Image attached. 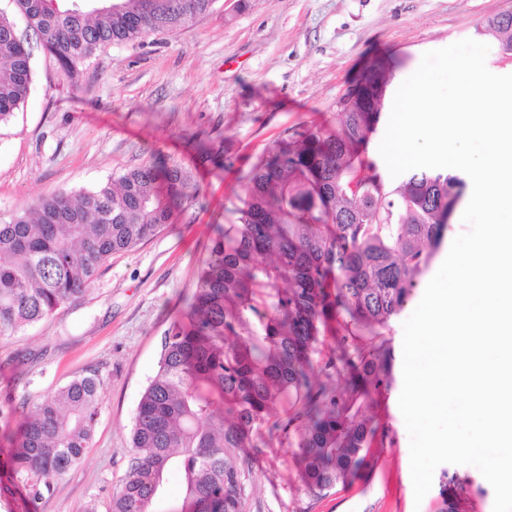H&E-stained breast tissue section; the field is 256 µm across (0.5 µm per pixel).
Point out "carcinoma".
<instances>
[{
	"label": "carcinoma",
	"instance_id": "cac0c4a2",
	"mask_svg": "<svg viewBox=\"0 0 512 512\" xmlns=\"http://www.w3.org/2000/svg\"><path fill=\"white\" fill-rule=\"evenodd\" d=\"M0 10V122L23 105L39 49L76 84L108 44L140 42L209 14L215 0H12ZM512 49V10L482 28ZM373 62L355 85H389ZM384 98L336 102V124L304 129L253 166L233 224L218 225L186 321L164 334L158 369L131 429L127 470L110 512H154L166 475L183 472V512H244L252 436L288 443L312 495L365 460L386 428L363 416L390 378L383 330L411 299L441 247L465 182L413 173L396 186L363 157ZM178 163H146L89 190L54 191L0 224V339L88 296L112 255L171 223L189 197ZM334 328L336 347L322 353ZM349 385L336 393L333 379ZM103 380L90 372L23 413L9 460L41 500L84 457ZM283 409L279 416L277 409Z\"/></svg>",
	"mask_w": 512,
	"mask_h": 512
}]
</instances>
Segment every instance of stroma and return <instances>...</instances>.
Wrapping results in <instances>:
<instances>
[{
    "instance_id": "obj_1",
    "label": "stroma",
    "mask_w": 512,
    "mask_h": 512,
    "mask_svg": "<svg viewBox=\"0 0 512 512\" xmlns=\"http://www.w3.org/2000/svg\"><path fill=\"white\" fill-rule=\"evenodd\" d=\"M510 8L512 0H216L184 28L106 46L75 84L36 52L27 103L0 123L1 218L157 157L191 167L198 194L155 237L113 255L85 300L0 339V407L34 404L91 371L104 382L83 463L37 503L12 477L11 427L0 421V512H83L90 502L110 512L164 334L196 288L216 225L234 221L253 165L295 131L334 125L337 100L375 58L399 59L406 78L425 52L483 39L488 69L512 74L499 41L480 35ZM209 139L223 141V159L196 163L197 144ZM19 353L30 356L21 378ZM400 393L395 381L374 395L369 413L388 433L354 480L311 496L288 446L266 448L249 465L245 512H445L446 489L454 512H493L494 491L471 465H440L415 502Z\"/></svg>"
}]
</instances>
